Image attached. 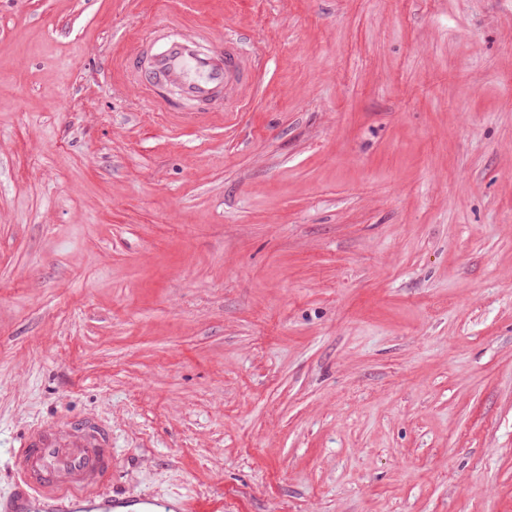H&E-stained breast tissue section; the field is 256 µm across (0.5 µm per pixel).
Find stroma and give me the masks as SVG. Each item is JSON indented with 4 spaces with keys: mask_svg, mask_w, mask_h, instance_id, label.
I'll return each instance as SVG.
<instances>
[{
    "mask_svg": "<svg viewBox=\"0 0 512 512\" xmlns=\"http://www.w3.org/2000/svg\"><path fill=\"white\" fill-rule=\"evenodd\" d=\"M264 63L151 112L157 22ZM224 512H512V0H0V495L40 423Z\"/></svg>",
    "mask_w": 512,
    "mask_h": 512,
    "instance_id": "1",
    "label": "stroma"
}]
</instances>
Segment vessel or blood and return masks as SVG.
<instances>
[{
  "mask_svg": "<svg viewBox=\"0 0 512 512\" xmlns=\"http://www.w3.org/2000/svg\"><path fill=\"white\" fill-rule=\"evenodd\" d=\"M147 66L138 75L144 87H176L177 98H164L159 109L177 112L182 102L209 104L223 100L228 112L250 104L257 87L260 61L241 53L225 38L215 54L188 33H145ZM20 477L19 488L0 497V512H152L151 498H129L112 492V438L87 423L65 428H29L10 456Z\"/></svg>",
  "mask_w": 512,
  "mask_h": 512,
  "instance_id": "vessel-or-blood-1",
  "label": "vessel or blood"
}]
</instances>
